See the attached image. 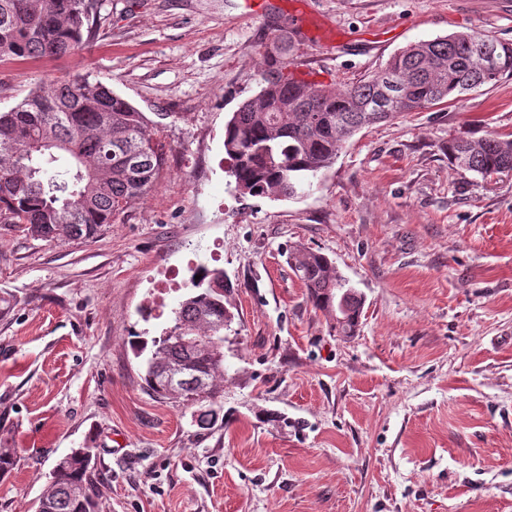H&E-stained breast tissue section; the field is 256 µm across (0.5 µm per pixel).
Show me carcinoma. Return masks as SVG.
<instances>
[{"instance_id": "1", "label": "carcinoma", "mask_w": 512, "mask_h": 512, "mask_svg": "<svg viewBox=\"0 0 512 512\" xmlns=\"http://www.w3.org/2000/svg\"><path fill=\"white\" fill-rule=\"evenodd\" d=\"M97 0H0V61L62 57L84 44V28ZM479 33H453L410 44L386 62L381 75L343 91L294 77L288 62L270 56L257 96L241 103L224 131L234 185L251 196L298 195L310 177L330 167L357 131L405 112H420L512 76V43ZM395 84L388 111L374 110L379 89ZM145 113L100 81L54 80L36 86L18 105L0 112V229L21 230L44 240L93 239L149 192L165 167L166 145L150 133ZM448 158L483 178L512 171V139L489 133L448 142ZM66 212L71 232L60 230ZM289 260L314 308L337 312V292L348 291L324 254L297 249ZM190 292L174 310L173 324L152 347L174 362L195 359L208 375L198 391L185 375L180 398L199 404L213 397L212 381L224 376V322L232 320L224 292L232 288L221 269L190 279ZM362 300L335 317L338 336L356 334ZM193 336V353L177 342ZM94 449L76 448L57 461L53 480L35 512H100ZM10 448H0V477L15 469Z\"/></svg>"}]
</instances>
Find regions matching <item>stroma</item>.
<instances>
[{"label": "stroma", "instance_id": "obj_1", "mask_svg": "<svg viewBox=\"0 0 512 512\" xmlns=\"http://www.w3.org/2000/svg\"><path fill=\"white\" fill-rule=\"evenodd\" d=\"M100 0L61 58L0 62V112L89 77L156 122L164 172L100 236L0 230V441L17 466L0 512H34L57 460L92 448L100 512H512V171L448 158L457 137L512 138V77L357 132L291 199L237 194L224 127L255 97L274 36L296 77L343 90L409 44L477 32L512 43V0ZM224 271L219 422L143 386L141 342L187 287L156 288L188 242ZM327 255L361 297L355 336L315 309L290 250Z\"/></svg>", "mask_w": 512, "mask_h": 512}]
</instances>
